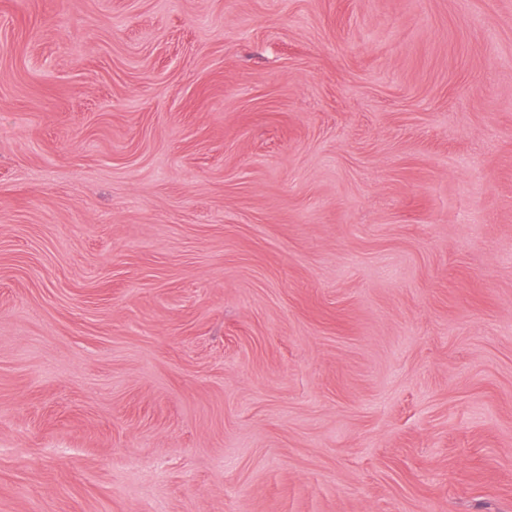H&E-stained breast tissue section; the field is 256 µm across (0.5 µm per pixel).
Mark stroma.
<instances>
[{
	"label": "stroma",
	"instance_id": "35a3bbf8",
	"mask_svg": "<svg viewBox=\"0 0 512 512\" xmlns=\"http://www.w3.org/2000/svg\"><path fill=\"white\" fill-rule=\"evenodd\" d=\"M0 512H512V0H0Z\"/></svg>",
	"mask_w": 512,
	"mask_h": 512
}]
</instances>
